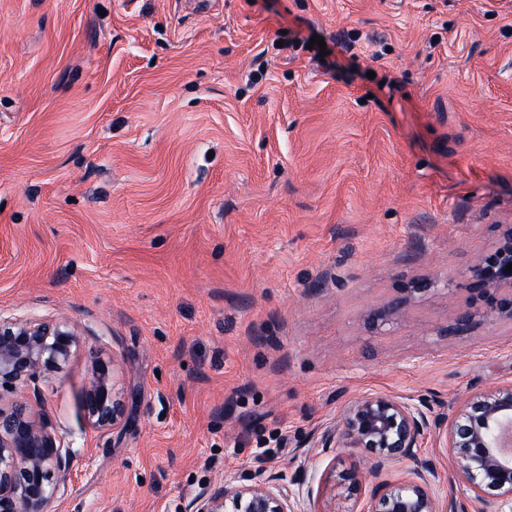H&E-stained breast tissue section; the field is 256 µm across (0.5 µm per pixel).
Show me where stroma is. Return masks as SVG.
I'll return each mask as SVG.
<instances>
[{
    "label": "stroma",
    "instance_id": "1",
    "mask_svg": "<svg viewBox=\"0 0 512 512\" xmlns=\"http://www.w3.org/2000/svg\"><path fill=\"white\" fill-rule=\"evenodd\" d=\"M510 227L512 0H0V314L83 334L44 385L61 512L273 472L349 512L325 477L369 453L314 445L349 401L512 381L511 320L439 333ZM99 360L138 392L119 438L80 407Z\"/></svg>",
    "mask_w": 512,
    "mask_h": 512
}]
</instances>
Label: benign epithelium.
Segmentation results:
<instances>
[{"label":"benign epithelium","instance_id":"obj_1","mask_svg":"<svg viewBox=\"0 0 512 512\" xmlns=\"http://www.w3.org/2000/svg\"><path fill=\"white\" fill-rule=\"evenodd\" d=\"M512 230L469 269L473 289L487 299L486 312L512 320ZM475 311L458 315L446 336L468 331ZM81 331L65 318L38 320L0 316V512H58L59 501L80 449L49 430L41 408L40 384L60 372L80 344ZM87 425L95 432L122 430L127 403L115 392L110 364H95L82 394ZM434 429L456 463L461 496L442 501L434 491L438 473L419 453L426 431ZM319 448H366L373 457L369 471L352 468L332 476L338 494L369 497L358 512H468L478 504L490 512H512V383L465 397L447 415L400 397L365 394L353 399L338 423L317 432ZM411 464L398 482L381 479L386 466ZM184 512H304L271 474L252 485L226 480L205 489Z\"/></svg>","mask_w":512,"mask_h":512}]
</instances>
